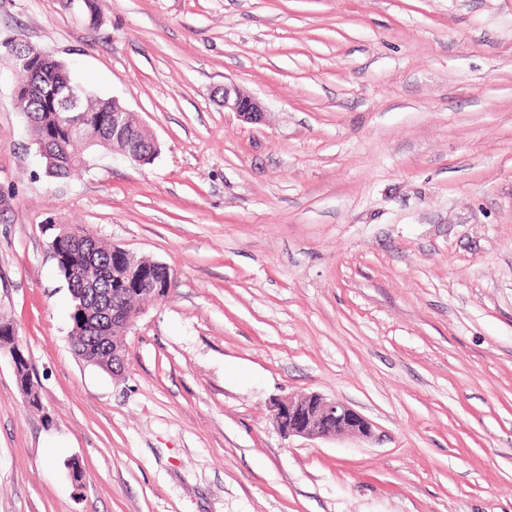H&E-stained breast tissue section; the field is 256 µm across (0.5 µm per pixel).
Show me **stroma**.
<instances>
[{
  "label": "stroma",
  "instance_id": "obj_1",
  "mask_svg": "<svg viewBox=\"0 0 512 512\" xmlns=\"http://www.w3.org/2000/svg\"><path fill=\"white\" fill-rule=\"evenodd\" d=\"M100 8L0 0L160 145L48 178L0 58V321L40 398L0 348V512H512V0ZM50 223L175 272L122 378L71 348ZM309 393L373 436H283ZM216 93L220 94L224 110L235 112L241 121L246 123L261 121L264 114L261 102L235 82L224 83V86L218 88ZM17 348V357H15V363L17 367L16 379L17 382L23 391V394L26 395L29 399V402L33 405L38 404V394L33 383V380L29 374V367L27 359L24 356V351L19 346Z\"/></svg>",
  "mask_w": 512,
  "mask_h": 512
}]
</instances>
